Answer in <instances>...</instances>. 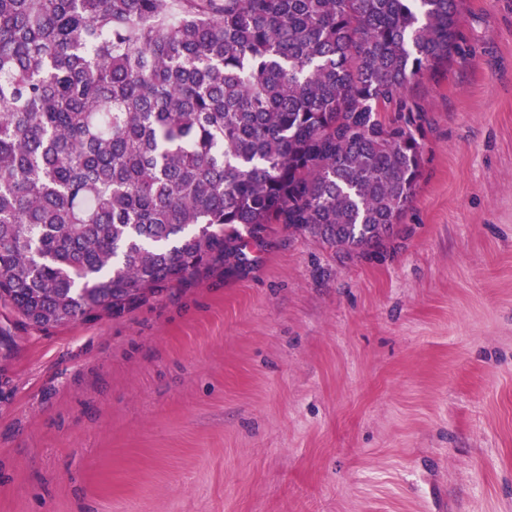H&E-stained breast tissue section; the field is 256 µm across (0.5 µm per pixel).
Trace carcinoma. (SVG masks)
<instances>
[{
  "label": "carcinoma",
  "mask_w": 512,
  "mask_h": 512,
  "mask_svg": "<svg viewBox=\"0 0 512 512\" xmlns=\"http://www.w3.org/2000/svg\"><path fill=\"white\" fill-rule=\"evenodd\" d=\"M458 0H0V301L123 312L289 224L390 233L421 175L411 80Z\"/></svg>",
  "instance_id": "cac0c4a2"
}]
</instances>
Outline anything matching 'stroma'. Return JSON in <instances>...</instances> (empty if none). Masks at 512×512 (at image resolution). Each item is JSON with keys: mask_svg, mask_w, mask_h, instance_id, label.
Listing matches in <instances>:
<instances>
[{"mask_svg": "<svg viewBox=\"0 0 512 512\" xmlns=\"http://www.w3.org/2000/svg\"><path fill=\"white\" fill-rule=\"evenodd\" d=\"M415 196L60 327L0 303V512H512V0L406 90Z\"/></svg>", "mask_w": 512, "mask_h": 512, "instance_id": "35a3bbf8", "label": "stroma"}]
</instances>
